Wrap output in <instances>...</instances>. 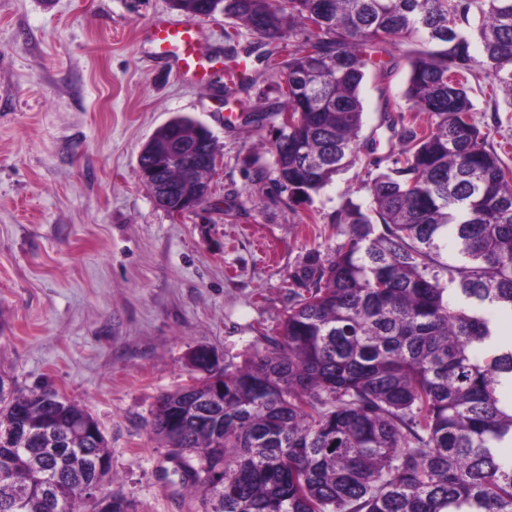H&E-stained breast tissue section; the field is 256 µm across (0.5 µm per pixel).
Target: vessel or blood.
Here are the masks:
<instances>
[{"mask_svg":"<svg viewBox=\"0 0 512 512\" xmlns=\"http://www.w3.org/2000/svg\"><path fill=\"white\" fill-rule=\"evenodd\" d=\"M200 35L199 28L194 25L156 21L149 31V53L160 60H175L184 73H198L200 63L196 58V44Z\"/></svg>","mask_w":512,"mask_h":512,"instance_id":"vessel-or-blood-1","label":"vessel or blood"}]
</instances>
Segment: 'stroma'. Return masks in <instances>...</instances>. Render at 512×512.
<instances>
[{"instance_id": "1", "label": "stroma", "mask_w": 512, "mask_h": 512, "mask_svg": "<svg viewBox=\"0 0 512 512\" xmlns=\"http://www.w3.org/2000/svg\"><path fill=\"white\" fill-rule=\"evenodd\" d=\"M158 19L189 17L170 0H0V374L21 390L52 385L93 415L137 512H189L152 433L158 398L189 382L197 346L250 359L258 328L288 309L289 270L326 249L331 214L368 204V170L309 205L259 179L244 160L272 166L280 119L266 93L284 72L243 57L246 85L217 93L231 65L223 16L199 21L203 79L145 54ZM387 67L362 86L375 159L399 149L389 121L408 107L401 49ZM470 98L490 143L512 140V112L486 91ZM246 108L264 120L244 123ZM177 114L207 125L218 150L206 201L179 217L156 206L138 165Z\"/></svg>"}]
</instances>
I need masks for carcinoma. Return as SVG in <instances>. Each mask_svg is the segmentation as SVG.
<instances>
[{"label": "carcinoma", "instance_id": "carcinoma-1", "mask_svg": "<svg viewBox=\"0 0 512 512\" xmlns=\"http://www.w3.org/2000/svg\"><path fill=\"white\" fill-rule=\"evenodd\" d=\"M229 20L288 74L271 86L274 183L310 202L361 160V85L406 46L402 148L373 166L363 208L331 215L342 241L288 272V315L248 363L198 347L191 382L159 398L152 432L199 512H512V346L496 347L487 309L512 308V167L475 123L471 84L512 109V0H172ZM428 115L417 123L416 113ZM177 115L142 147L139 169L168 212L209 188L187 172L200 139ZM189 133V151L154 147ZM63 418L90 432L70 444ZM113 482L112 450L93 416L42 385L0 395V512H71L77 494ZM110 512H135L118 491Z\"/></svg>", "mask_w": 512, "mask_h": 512}]
</instances>
